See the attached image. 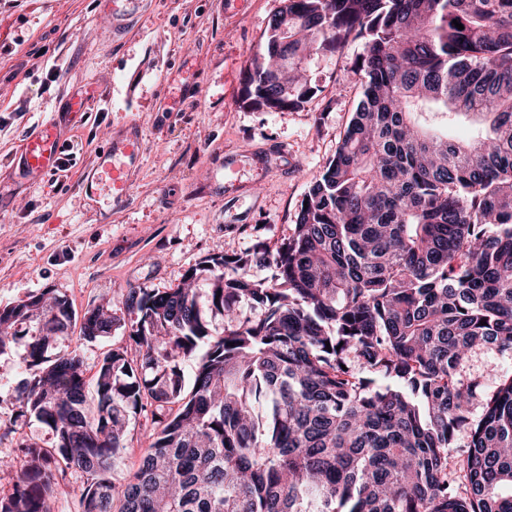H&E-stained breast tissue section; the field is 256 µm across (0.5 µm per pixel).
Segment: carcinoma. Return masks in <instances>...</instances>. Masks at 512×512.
<instances>
[{
  "label": "carcinoma",
  "instance_id": "1",
  "mask_svg": "<svg viewBox=\"0 0 512 512\" xmlns=\"http://www.w3.org/2000/svg\"><path fill=\"white\" fill-rule=\"evenodd\" d=\"M355 41L363 96L276 250L127 289L129 346L104 352L91 391L80 352L55 345L111 336L112 302L78 315L49 290L0 315V355L24 343L25 373L0 429L30 415L55 438L21 444L0 512H53L74 472L78 512H512L497 493L512 487V373L486 392L471 368L512 357V0H288L244 74L247 106L308 102L305 61ZM430 110L483 132L432 133ZM149 406L150 443L117 485Z\"/></svg>",
  "mask_w": 512,
  "mask_h": 512
}]
</instances>
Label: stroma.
Instances as JSON below:
<instances>
[{
	"label": "stroma",
	"instance_id": "stroma-1",
	"mask_svg": "<svg viewBox=\"0 0 512 512\" xmlns=\"http://www.w3.org/2000/svg\"><path fill=\"white\" fill-rule=\"evenodd\" d=\"M282 0H149L124 34L111 36L94 0H0V173L27 132L81 87L109 96L104 111L67 123L61 178L0 185V306L52 288L76 312L107 298L120 327L81 344L87 377L124 343L136 312L126 288L166 290L204 257L277 245L296 222L313 177L334 155L361 95L347 71L363 50L313 58L319 91L299 109L244 107L242 79ZM57 80H50L49 68ZM143 130L142 158L126 203L95 204L79 181L114 131ZM23 346L0 356V417L23 378Z\"/></svg>",
	"mask_w": 512,
	"mask_h": 512
}]
</instances>
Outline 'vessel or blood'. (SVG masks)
Listing matches in <instances>:
<instances>
[{
  "instance_id": "vessel-or-blood-1",
  "label": "vessel or blood",
  "mask_w": 512,
  "mask_h": 512,
  "mask_svg": "<svg viewBox=\"0 0 512 512\" xmlns=\"http://www.w3.org/2000/svg\"><path fill=\"white\" fill-rule=\"evenodd\" d=\"M141 0H105L99 16L112 31H119L123 20L132 15ZM96 100L92 88L72 91L63 99L51 118L38 124L23 139L4 173L5 179L34 186L60 173L66 162L67 145L63 127L74 117L90 111ZM142 135L137 124L131 123L116 136L99 155L95 166L85 172L81 190L91 201L108 198L121 205L130 189L129 172L141 158Z\"/></svg>"
}]
</instances>
